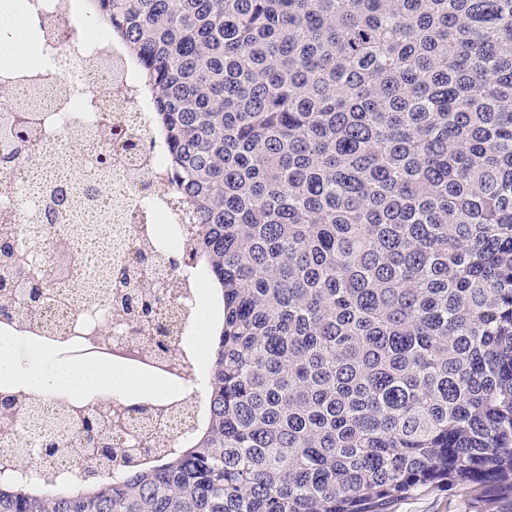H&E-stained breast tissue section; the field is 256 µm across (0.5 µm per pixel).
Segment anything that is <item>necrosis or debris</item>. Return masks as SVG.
<instances>
[{
  "mask_svg": "<svg viewBox=\"0 0 512 512\" xmlns=\"http://www.w3.org/2000/svg\"><path fill=\"white\" fill-rule=\"evenodd\" d=\"M78 8L79 0L65 5L60 0H25L29 36L54 67L20 72L0 64V79L13 87L18 100H37L34 133L42 142L40 154L21 157L19 164L0 170V210L12 209L7 226L31 250L46 258L65 239L75 260L73 273L51 288L31 317L0 325V337L15 346L27 345L38 365L49 371L102 361L116 373L161 385V392L140 394L148 417L130 422L124 445L137 447L146 426L161 441L181 442L206 414L194 387L203 361L189 340L202 300L197 282L203 273L175 274L168 267L171 250L188 241L192 227L169 208L153 114L137 91L124 47L103 35L84 39L76 34L73 18ZM107 115L136 139L150 142V149L137 155L113 149L112 175L104 182L100 200L62 214L55 224L42 225L32 214L14 212L21 198L71 186L72 166H79L85 176H99L95 152L85 153L77 164L68 145L75 130L94 128ZM140 253L152 259L151 282L169 284L149 329L129 311L109 303L107 264L125 263ZM154 328L164 332L168 354H158L150 342ZM26 399L33 407L29 430L59 426L72 433L86 406L107 409L111 397L101 394L90 403L76 394L39 390L27 393Z\"/></svg>",
  "mask_w": 512,
  "mask_h": 512,
  "instance_id": "1",
  "label": "necrosis or debris"
}]
</instances>
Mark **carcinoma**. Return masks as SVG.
<instances>
[{"instance_id": "obj_1", "label": "carcinoma", "mask_w": 512, "mask_h": 512, "mask_svg": "<svg viewBox=\"0 0 512 512\" xmlns=\"http://www.w3.org/2000/svg\"><path fill=\"white\" fill-rule=\"evenodd\" d=\"M153 100L173 202L219 303L194 436L119 448L87 412L69 487L0 475V512H389L427 486L512 498V0H84ZM0 126V169L36 154ZM71 206L59 191L51 224ZM0 323L47 298L17 262ZM139 269L115 279L136 287ZM154 317L163 299H124ZM21 400L0 395L20 446ZM123 458L117 474L100 466Z\"/></svg>"}]
</instances>
